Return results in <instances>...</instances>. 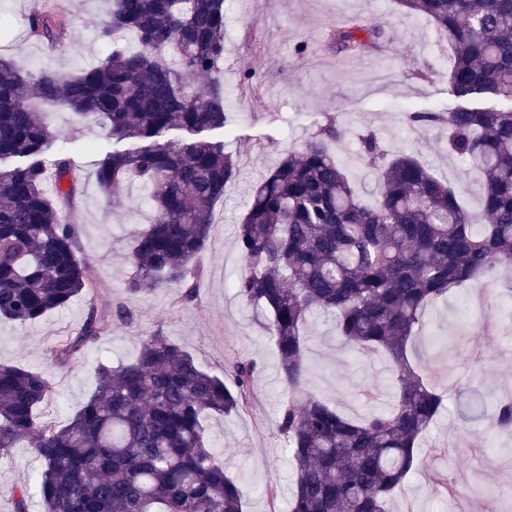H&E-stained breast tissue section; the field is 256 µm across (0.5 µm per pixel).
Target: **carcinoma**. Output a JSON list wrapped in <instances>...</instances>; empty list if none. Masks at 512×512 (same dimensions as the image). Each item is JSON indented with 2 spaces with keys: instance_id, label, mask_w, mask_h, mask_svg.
<instances>
[{
  "instance_id": "cac0c4a2",
  "label": "carcinoma",
  "mask_w": 512,
  "mask_h": 512,
  "mask_svg": "<svg viewBox=\"0 0 512 512\" xmlns=\"http://www.w3.org/2000/svg\"><path fill=\"white\" fill-rule=\"evenodd\" d=\"M448 41V112H412L407 121L448 126V145L476 169L481 212L459 202L416 152L394 154L371 130L360 157L378 184L362 198L333 155L336 119H328L297 152L257 183L239 225L242 270L233 282L247 306L262 307L280 380L288 390L277 431L288 441L294 472L290 512H390L389 502L418 469L420 448L440 414L444 393L416 371L408 347L428 309L468 282L495 281L512 265V0H399ZM72 37L62 13L29 15L27 38L56 48ZM112 42L106 58L76 74L24 73L0 54V159L29 157L0 170V317L25 324L63 308L94 287L74 213L79 190L72 162L52 147L45 114L34 103L95 119L112 135L145 142L112 152L95 170L112 210L125 206V181L148 191L155 218L131 247L125 292L178 288L196 296L193 266L208 248L214 210L238 166L224 144L159 142L170 128L196 132L224 126V0H112L99 28ZM381 31L338 26L333 49L357 55L378 45ZM207 77L205 85L196 78ZM53 176L55 189L45 184ZM331 319L354 353L387 355L397 390L379 407L341 413L310 391L307 336L311 317ZM126 323L123 306L92 308L51 350L64 365L96 343L109 319ZM256 364L233 366L232 385L204 370L180 344L149 336L131 362L99 364V381L62 427L40 424L51 398L39 371L0 364V460L26 442L41 461L35 487L17 486L15 512H242L243 491L227 475L205 435L208 415L251 405ZM512 433V401L488 411Z\"/></svg>"
}]
</instances>
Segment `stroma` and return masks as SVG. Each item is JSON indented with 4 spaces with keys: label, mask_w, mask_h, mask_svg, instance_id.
I'll return each mask as SVG.
<instances>
[{
    "label": "stroma",
    "mask_w": 512,
    "mask_h": 512,
    "mask_svg": "<svg viewBox=\"0 0 512 512\" xmlns=\"http://www.w3.org/2000/svg\"><path fill=\"white\" fill-rule=\"evenodd\" d=\"M63 10L72 39L53 50L26 38L27 18L41 8ZM107 0H0V50L22 71L73 73L105 54L98 37ZM353 18L381 29L380 48L351 57L331 49L337 21ZM449 51L423 18L407 15L396 0H225L224 127L204 131L237 159L238 176L215 208L210 246L196 262L198 290L184 302L178 290L155 289L128 296L129 245L151 224L152 210L137 184L126 187L128 203L112 212L96 180L97 163L107 152L136 147L97 122H77L67 110L46 107L54 150L73 162L81 202L75 215L80 240L100 285L95 298L81 296L69 306L21 325L0 318V362L41 371L52 399L40 422L58 426L86 402L97 385L100 362L134 359L142 341L158 333L181 344L205 370L229 376L241 361L257 365V398L248 412L207 417L211 446L227 474L241 485L243 512H289L293 472L275 421L287 394L279 382L278 360L267 314L247 307L232 282L240 270L237 230L252 186L288 152L335 117L333 151L365 199L377 184L359 155L360 133L371 130L390 151H421L433 172L455 184L467 208L481 207V189L470 165L448 149V131L406 125L410 112H445ZM255 75L252 85L242 72ZM503 271L492 285L467 282L427 314L423 338L412 362L431 382L447 390L446 407L430 425L420 450L422 467L390 503L392 512H448V498L433 485V473L463 467L462 490L471 492L470 512H512V435L500 433L471 409L472 401L512 397V293ZM125 306L126 323H112L91 347L59 366L53 346L86 318L91 302ZM309 386L344 414L357 417L366 407L360 393L371 390L381 404L395 391L384 356L362 358L339 341L332 322L317 321L308 332ZM40 471L28 448L13 449L0 461V512H14L13 488L33 483Z\"/></svg>",
    "instance_id": "obj_1"
}]
</instances>
